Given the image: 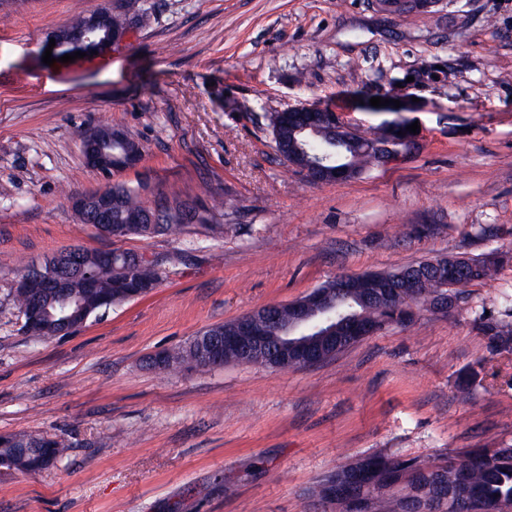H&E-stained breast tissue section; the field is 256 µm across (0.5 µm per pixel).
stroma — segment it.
<instances>
[{
  "mask_svg": "<svg viewBox=\"0 0 512 512\" xmlns=\"http://www.w3.org/2000/svg\"><path fill=\"white\" fill-rule=\"evenodd\" d=\"M122 2L0 0V435L66 447L50 469L0 470V512H325L311 487L359 456L512 444V351L476 330L512 299V260L459 308L314 367L147 364L341 276L512 252V0L400 14L376 0H142L150 24L111 51L43 63L74 7ZM424 61L455 75L415 90L412 155L313 182L277 154L264 113L318 104L362 131L389 118L363 88L385 92ZM101 124L143 149L121 181L148 203L202 202L223 233L108 238L81 223L72 199L108 181L81 154ZM74 246L147 254L162 278L69 335L25 334L13 281Z\"/></svg>",
  "mask_w": 512,
  "mask_h": 512,
  "instance_id": "stroma-1",
  "label": "stroma"
}]
</instances>
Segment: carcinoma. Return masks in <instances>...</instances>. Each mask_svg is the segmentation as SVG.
Returning a JSON list of instances; mask_svg holds the SVG:
<instances>
[{
	"label": "carcinoma",
	"instance_id": "carcinoma-1",
	"mask_svg": "<svg viewBox=\"0 0 512 512\" xmlns=\"http://www.w3.org/2000/svg\"><path fill=\"white\" fill-rule=\"evenodd\" d=\"M137 0H126V9L106 16L112 33L122 34L132 23L146 26L150 14L135 7ZM414 81H407V77ZM452 76L447 66L436 68L434 62H424L398 79L401 88L424 87L434 79L446 81ZM277 153L295 167L303 170L311 161L331 169L327 180L346 181L380 167L381 160L375 144L386 141L390 129L386 123L372 128L370 133L355 142L334 141L319 129H301L311 119L309 112H268L265 114ZM140 146L126 134L115 131L112 147L102 158L106 171H120L140 161ZM211 222L210 211L190 199L179 196L161 197L150 206L141 200L140 187L124 182L112 183V229L127 230L139 236H178L189 224ZM503 256L490 253L481 258L440 256L415 262L417 266L437 265L441 272L427 277L426 287L418 290L401 289L405 299L391 305H378L373 298L387 281L399 279L410 269L405 266L393 272L367 273L372 288H324L322 293L337 300L338 317H359L362 322L380 329L390 325L406 326L425 312L433 311L434 302L446 295L464 299L466 288L475 281L494 276ZM84 263L90 277L75 284L72 296L81 310L72 318L71 329L84 324L85 318L103 309L143 297L157 287L159 276L155 262L147 265L112 264L107 252H86ZM10 296L15 307L29 316L32 335L50 339L59 336L62 326L57 309L45 302H36L31 290L13 289ZM479 334L489 341L492 351H512V322L488 315L477 324ZM151 366L158 369L206 370L194 342L157 354ZM40 450L43 461L58 462L66 448L54 439L32 434H11L0 437V469L19 472L38 471L35 459L24 449ZM354 483L357 497L370 500L367 512H396L401 500L417 491L435 496L446 490L454 495L461 491L471 502L469 512H512V446L505 448H466L448 458L433 461L422 457L374 452L355 462L340 466L324 475L311 494L322 503L332 501L330 491L336 486Z\"/></svg>",
	"mask_w": 512,
	"mask_h": 512
}]
</instances>
